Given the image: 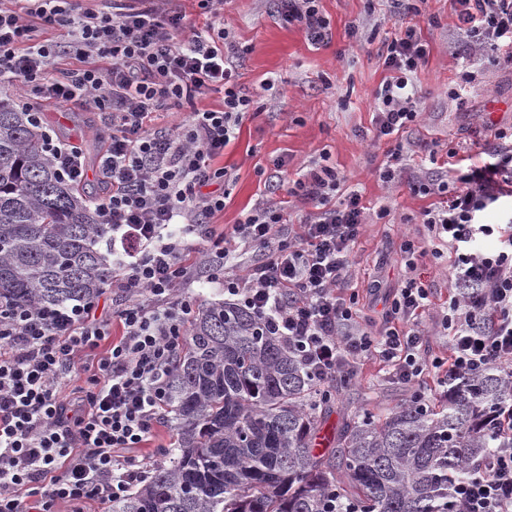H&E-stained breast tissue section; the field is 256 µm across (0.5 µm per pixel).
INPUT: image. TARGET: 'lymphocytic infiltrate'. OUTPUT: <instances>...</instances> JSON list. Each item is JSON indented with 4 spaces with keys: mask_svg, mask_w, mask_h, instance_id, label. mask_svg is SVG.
Masks as SVG:
<instances>
[{
    "mask_svg": "<svg viewBox=\"0 0 512 512\" xmlns=\"http://www.w3.org/2000/svg\"><path fill=\"white\" fill-rule=\"evenodd\" d=\"M203 28L187 23L176 0H0V81L61 102H77L112 128L99 172L112 184L96 202V222L112 238V314L99 300L0 316V512H50L124 497L148 470L137 450L153 435L166 376L195 313L189 287L198 275L222 279L235 306L282 337L317 382L373 356L390 378L419 389L502 368L512 380V213L482 216L512 199V127L493 130L481 164L449 179L412 176L409 186L435 200L420 215L429 237L453 257L448 299L435 303L414 240L400 244L408 275L394 293L384 327L355 321V297L337 287L351 271L350 251L367 220L359 191L340 194L335 169L311 161L288 181L274 166L272 189L287 187L309 206L289 234L277 202L266 199L230 231L216 232L231 175L216 159L260 105L238 82L247 49L224 27V0H197ZM460 28L493 67H512V0H449ZM282 24L315 46L329 43L321 0H276ZM63 30L67 41L46 38ZM429 45L419 24L402 26L387 46L386 75L375 93L372 126L386 143L375 169L394 183L404 170L401 136L420 120L415 76ZM69 55L79 68L52 75ZM223 92L219 107L203 101ZM190 106L188 117L156 125L161 113ZM240 250L259 253L245 273L229 268ZM448 337L447 356L425 358L423 320ZM73 395H65L66 383ZM491 422L505 444L454 487L460 512H512V401Z\"/></svg>",
    "mask_w": 512,
    "mask_h": 512,
    "instance_id": "f902f5d3",
    "label": "lymphocytic infiltrate"
}]
</instances>
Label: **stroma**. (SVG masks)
<instances>
[{
    "label": "stroma",
    "instance_id": "35a3bbf8",
    "mask_svg": "<svg viewBox=\"0 0 512 512\" xmlns=\"http://www.w3.org/2000/svg\"><path fill=\"white\" fill-rule=\"evenodd\" d=\"M322 6L333 38L320 47L309 44L297 29L279 24L273 0H229L224 8L225 28L249 49L239 62V82L263 110L243 121L236 140L224 150L220 163L231 182L216 222L218 228L231 229L266 197L265 180L275 158L287 157L292 172L325 158L343 177L345 189L360 191L371 211L383 206L391 211L389 223L364 225L351 248V276L338 290L342 296L358 294L356 321L375 330L389 294L406 276L397 256L402 236L425 249L424 277L436 301L447 299L453 276L447 259L432 258L433 242L415 221L430 199L414 194L407 182L387 185L375 175L387 147L371 141L374 96L385 76L386 47L408 17L399 0H322ZM422 9L435 22L422 27L430 56L416 77L421 120L403 135L409 148L406 169L430 168L444 176L447 165L430 164L425 146L458 142L468 155L479 157L490 139L487 123L512 126V69L485 71L484 56L459 30L448 0H424ZM354 22L359 33L353 37L349 27ZM466 65L484 76L460 97H451ZM268 81L273 84L269 90L264 87ZM44 120L61 139L81 145L87 171H96L112 135L109 128L90 120L81 106L54 100L48 101ZM410 395L376 359H362L327 413L322 434L333 436L346 420L366 410L385 415Z\"/></svg>",
    "mask_w": 512,
    "mask_h": 512
}]
</instances>
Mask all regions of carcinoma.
Returning a JSON list of instances; mask_svg holds the SVG:
<instances>
[{
    "mask_svg": "<svg viewBox=\"0 0 512 512\" xmlns=\"http://www.w3.org/2000/svg\"><path fill=\"white\" fill-rule=\"evenodd\" d=\"M43 120L0 100V302L24 309L95 299L112 266L94 248L95 194L64 182ZM347 384H318L285 343L223 302L197 309L167 372L175 448L111 512H458L450 482L481 466L508 391L495 367L448 382L316 440Z\"/></svg>",
    "mask_w": 512,
    "mask_h": 512,
    "instance_id": "obj_1",
    "label": "carcinoma"
}]
</instances>
